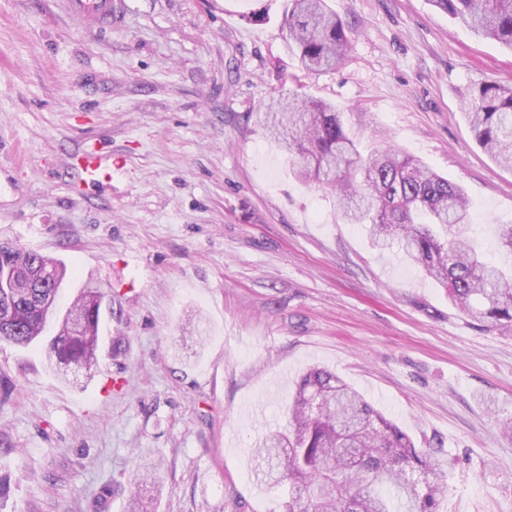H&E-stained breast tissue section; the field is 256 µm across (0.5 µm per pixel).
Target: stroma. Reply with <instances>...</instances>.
Returning <instances> with one entry per match:
<instances>
[{
    "label": "stroma",
    "instance_id": "35a3bbf8",
    "mask_svg": "<svg viewBox=\"0 0 512 512\" xmlns=\"http://www.w3.org/2000/svg\"><path fill=\"white\" fill-rule=\"evenodd\" d=\"M289 4L125 0L104 29L64 0H0V240L66 266L62 306L89 282L104 295L92 372L0 343V512H282L252 451L312 366L442 449L438 512H512V333L375 248L255 120L289 86L332 103L361 155L391 147L462 186L471 237L507 266L512 170L464 107L481 81L512 85V49L430 0H327L350 46L309 74ZM86 147L125 173L81 186Z\"/></svg>",
    "mask_w": 512,
    "mask_h": 512
}]
</instances>
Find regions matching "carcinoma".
Returning <instances> with one entry per match:
<instances>
[{
    "instance_id": "obj_1",
    "label": "carcinoma",
    "mask_w": 512,
    "mask_h": 512,
    "mask_svg": "<svg viewBox=\"0 0 512 512\" xmlns=\"http://www.w3.org/2000/svg\"><path fill=\"white\" fill-rule=\"evenodd\" d=\"M288 43L309 72L334 70L350 39L325 0H291ZM477 34L512 48V0H431ZM466 116L478 143L512 168V86L480 83ZM257 122L281 151L299 160L297 176L330 187L350 224L366 226L375 245H398L464 314L512 332V269L491 265L469 236L470 204L462 188L422 161L393 149L363 159L333 106L294 89L282 91ZM65 265L11 242L0 243V342L44 339L42 299ZM102 293L85 288L74 304L83 329L49 338L58 369L96 365ZM437 448L412 439L335 373L308 368L288 404V428L266 434L255 454L268 465L257 477L290 488L285 512H437Z\"/></svg>"
}]
</instances>
